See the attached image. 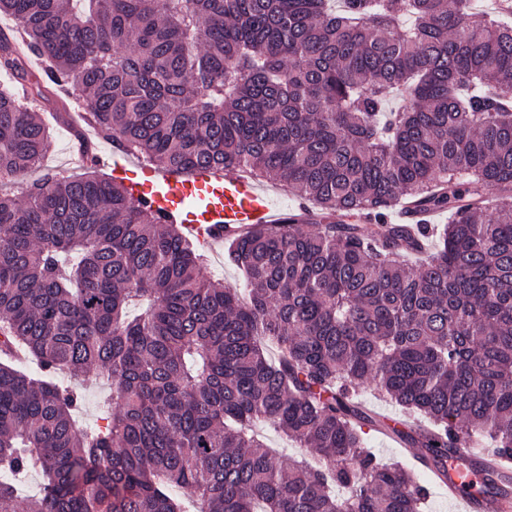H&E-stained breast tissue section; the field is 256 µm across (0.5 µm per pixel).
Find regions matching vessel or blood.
I'll return each mask as SVG.
<instances>
[{
    "label": "vessel or blood",
    "instance_id": "obj_1",
    "mask_svg": "<svg viewBox=\"0 0 512 512\" xmlns=\"http://www.w3.org/2000/svg\"><path fill=\"white\" fill-rule=\"evenodd\" d=\"M112 175L135 196L184 225L200 242L220 246L224 236L251 224H278L286 215L271 195L248 178L196 169L185 175L175 170L141 167L113 160Z\"/></svg>",
    "mask_w": 512,
    "mask_h": 512
}]
</instances>
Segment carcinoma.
Segmentation results:
<instances>
[{"instance_id":"1","label":"carcinoma","mask_w":512,"mask_h":512,"mask_svg":"<svg viewBox=\"0 0 512 512\" xmlns=\"http://www.w3.org/2000/svg\"><path fill=\"white\" fill-rule=\"evenodd\" d=\"M44 61L0 90V512H423L365 429L466 480L512 461V13L473 0H0ZM24 59L0 37V69ZM49 84L150 165L238 171L316 221L224 240L242 295L123 184L41 170ZM398 94L406 104L391 106ZM448 214L433 250L387 211ZM108 387L79 424L74 385ZM372 386L425 425L367 410ZM268 425L319 459L275 452ZM490 512L512 471L479 465ZM41 477L21 498L14 479Z\"/></svg>"}]
</instances>
